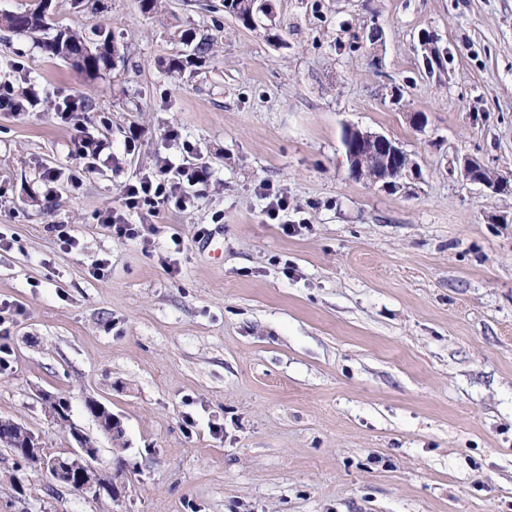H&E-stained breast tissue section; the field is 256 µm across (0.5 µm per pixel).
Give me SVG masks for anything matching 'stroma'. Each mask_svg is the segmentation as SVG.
<instances>
[{
    "label": "stroma",
    "mask_w": 512,
    "mask_h": 512,
    "mask_svg": "<svg viewBox=\"0 0 512 512\" xmlns=\"http://www.w3.org/2000/svg\"><path fill=\"white\" fill-rule=\"evenodd\" d=\"M271 4L275 39L224 0H52V30L111 32L93 78L0 28V82L40 92L0 112V418L65 452L39 395L64 398L120 491L54 489L0 447V512H512V196L457 171L471 155L512 178V0ZM203 37L209 57L168 73ZM70 94L85 109L64 124ZM350 126L396 140L419 178H352ZM88 133L111 162L47 192ZM162 157L206 172L193 206L112 236L98 213ZM263 184L287 195L283 223ZM85 411L88 415H90L93 420L97 423L98 429L101 431L102 434H104L107 437L112 436V430L104 427L99 419V416L102 413H105L109 417V424L110 427L113 429H120L124 431V428L122 426V423L119 418L115 417L112 414V411H109L108 408L95 399H89L85 402Z\"/></svg>",
    "instance_id": "1"
}]
</instances>
